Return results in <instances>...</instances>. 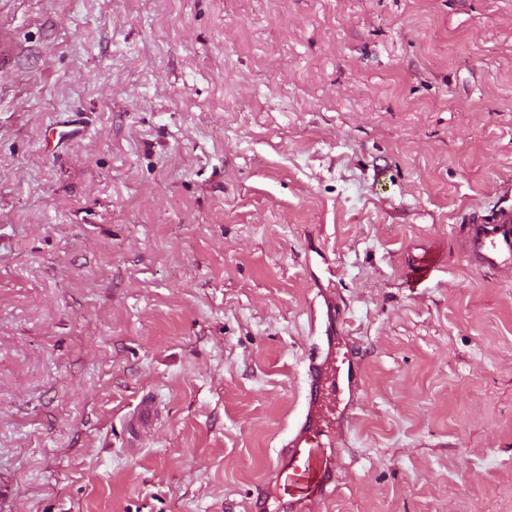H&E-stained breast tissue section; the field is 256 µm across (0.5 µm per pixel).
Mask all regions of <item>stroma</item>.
<instances>
[{"label":"stroma","mask_w":512,"mask_h":512,"mask_svg":"<svg viewBox=\"0 0 512 512\" xmlns=\"http://www.w3.org/2000/svg\"><path fill=\"white\" fill-rule=\"evenodd\" d=\"M509 194L512 0H0V512H287L331 300L316 512H512ZM491 218L469 209L462 249L468 262L478 269L512 268V204L501 202ZM325 336L329 350L324 353L318 343L309 355V365L303 386L305 414L296 430L288 435L280 453L285 461L277 471L276 487L279 497L295 505L296 512L315 511L317 499L325 492L328 475L338 463L334 432L340 413L341 366L337 365V351L346 348L348 359V386L351 391L358 378L352 358V345L347 336H334V327L343 324L344 315L331 302L326 312ZM342 363H345V359Z\"/></svg>","instance_id":"1"}]
</instances>
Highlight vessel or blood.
<instances>
[{
    "mask_svg": "<svg viewBox=\"0 0 512 512\" xmlns=\"http://www.w3.org/2000/svg\"><path fill=\"white\" fill-rule=\"evenodd\" d=\"M466 232L462 249L468 262L479 269L512 268V204H499L492 217L481 216L479 209L466 213ZM325 336L330 352L314 346L303 386L305 414L296 430L288 435L280 453L283 466L276 476L281 499L294 504L295 512H314L317 500L328 484V475L338 462L334 432L340 412L342 382L356 384V367L341 369L335 348H350L348 337L335 335L334 329L345 317L336 306H328Z\"/></svg>",
    "mask_w": 512,
    "mask_h": 512,
    "instance_id": "b4317fda",
    "label": "vessel or blood"
}]
</instances>
